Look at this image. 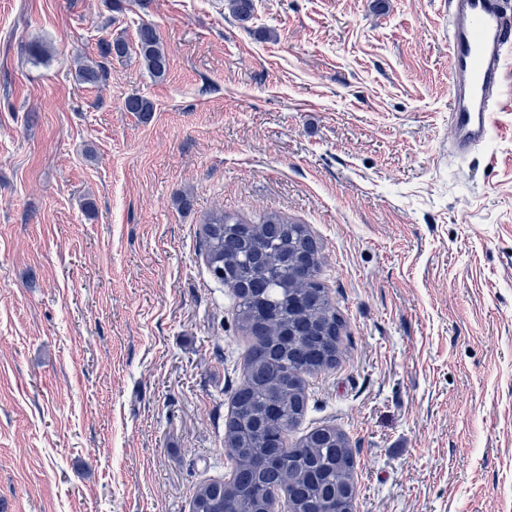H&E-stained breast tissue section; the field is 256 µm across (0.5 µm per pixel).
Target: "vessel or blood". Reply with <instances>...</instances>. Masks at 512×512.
I'll use <instances>...</instances> for the list:
<instances>
[{"label": "vessel or blood", "mask_w": 512, "mask_h": 512, "mask_svg": "<svg viewBox=\"0 0 512 512\" xmlns=\"http://www.w3.org/2000/svg\"><path fill=\"white\" fill-rule=\"evenodd\" d=\"M511 56L512 0H448V124L456 156L467 157L489 138Z\"/></svg>", "instance_id": "b4317fda"}]
</instances>
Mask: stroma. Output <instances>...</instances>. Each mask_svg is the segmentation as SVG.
I'll use <instances>...</instances> for the list:
<instances>
[{
	"mask_svg": "<svg viewBox=\"0 0 512 512\" xmlns=\"http://www.w3.org/2000/svg\"><path fill=\"white\" fill-rule=\"evenodd\" d=\"M448 138L442 0H0V512H189L228 478L217 210L321 242L347 334L297 432L346 434L355 512H512V80L483 151ZM138 49L148 72L155 78L162 77L167 69V55L155 27L144 24L139 28Z\"/></svg>",
	"mask_w": 512,
	"mask_h": 512,
	"instance_id": "stroma-1",
	"label": "stroma"
}]
</instances>
